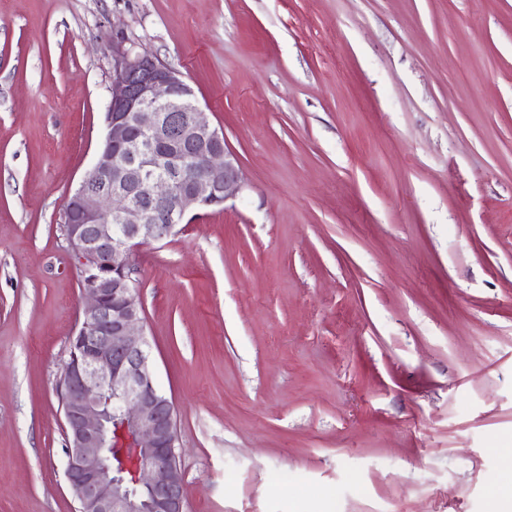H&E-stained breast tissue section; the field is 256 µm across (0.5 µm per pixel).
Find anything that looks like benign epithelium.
<instances>
[{"mask_svg": "<svg viewBox=\"0 0 512 512\" xmlns=\"http://www.w3.org/2000/svg\"><path fill=\"white\" fill-rule=\"evenodd\" d=\"M110 92L102 146L63 205L85 298L57 388L65 475L78 512H185L174 408L150 366L129 256L242 183L178 70L116 40Z\"/></svg>", "mask_w": 512, "mask_h": 512, "instance_id": "7a95c632", "label": "benign epithelium"}]
</instances>
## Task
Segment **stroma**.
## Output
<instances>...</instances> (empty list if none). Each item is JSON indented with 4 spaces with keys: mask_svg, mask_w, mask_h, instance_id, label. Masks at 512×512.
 <instances>
[{
    "mask_svg": "<svg viewBox=\"0 0 512 512\" xmlns=\"http://www.w3.org/2000/svg\"><path fill=\"white\" fill-rule=\"evenodd\" d=\"M242 193L129 256L185 512H493L512 480V0H0V512H77L62 227L112 40Z\"/></svg>",
    "mask_w": 512,
    "mask_h": 512,
    "instance_id": "35a3bbf8",
    "label": "stroma"
}]
</instances>
